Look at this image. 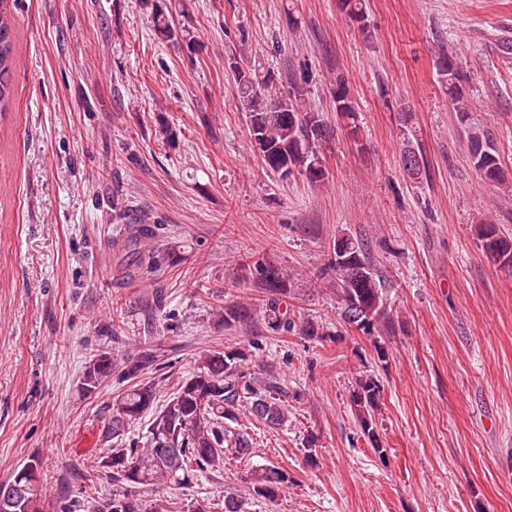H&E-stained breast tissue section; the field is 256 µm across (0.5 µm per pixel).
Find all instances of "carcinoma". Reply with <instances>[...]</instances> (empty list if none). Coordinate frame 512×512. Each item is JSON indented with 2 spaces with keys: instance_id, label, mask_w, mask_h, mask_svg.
<instances>
[{
  "instance_id": "carcinoma-1",
  "label": "carcinoma",
  "mask_w": 512,
  "mask_h": 512,
  "mask_svg": "<svg viewBox=\"0 0 512 512\" xmlns=\"http://www.w3.org/2000/svg\"><path fill=\"white\" fill-rule=\"evenodd\" d=\"M17 0H0V113L11 99L10 81L17 67L15 18ZM341 10L359 23L365 20V0H339ZM151 22L154 38L196 51L199 41L190 26L175 22L172 4L153 0ZM234 73L239 110L246 114L250 144L264 168L281 180L301 177L310 183L329 179L323 144L337 131L322 116L304 105L298 87L284 95L277 91L275 73L257 61L245 58V51L226 58ZM440 73L446 78L448 99L463 127L467 148L476 172L489 182L502 178L500 159L492 134L471 121L472 102L463 87L468 80L461 63L448 54L440 57ZM333 101L343 105L336 111L337 124L352 139L360 125L354 102L345 82L336 80ZM400 161L404 172L418 180L428 172L427 158L409 127L401 133ZM155 228L146 224L131 230L127 266L152 269L156 256L137 251L141 241L153 237ZM484 253L503 268H512V239L500 233L495 224L477 225ZM327 269L333 273L329 287L335 290L337 309L345 329L374 338L377 359L387 362L388 351L379 338L393 333L398 315L388 302L392 285L384 278L370 256L365 240L341 233L328 240ZM297 274L278 265L267 253L240 264L224 281L227 290L255 287L262 297L255 302L230 300L224 303L221 320L226 330L254 333L248 344L207 349L198 355L192 371L160 409H154L157 387L152 379L140 378L153 365L147 352L128 354L101 351L86 363L78 389L83 397L95 396L104 382L115 377L130 380L112 404V416L102 428V444L107 452L100 467L122 485L124 491L103 501H94L92 512H170L161 500L141 498L140 489L166 483L182 489L199 476L224 470L226 459L251 457L254 445L252 427L240 416L263 422L270 428L288 426V388L272 366L260 372L250 368L256 353L263 350L262 339L304 336L319 343L335 341L339 331L319 320L295 314L288 301L295 298ZM383 386L371 374H359L351 382L350 407L358 423V434L380 456L386 448L379 439L376 413L381 408ZM149 414L145 433L133 435L131 425ZM39 457L31 456L10 477L0 482V512H41L42 485ZM295 484L288 470L273 463L252 470L245 493L224 499V512H246L253 500L272 506L288 487Z\"/></svg>"
}]
</instances>
